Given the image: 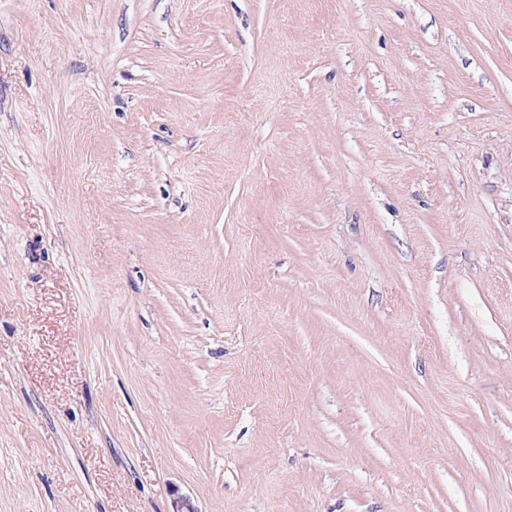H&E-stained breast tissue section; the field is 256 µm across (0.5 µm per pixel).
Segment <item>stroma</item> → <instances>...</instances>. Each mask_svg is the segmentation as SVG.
<instances>
[{
  "instance_id": "35a3bbf8",
  "label": "stroma",
  "mask_w": 512,
  "mask_h": 512,
  "mask_svg": "<svg viewBox=\"0 0 512 512\" xmlns=\"http://www.w3.org/2000/svg\"><path fill=\"white\" fill-rule=\"evenodd\" d=\"M512 512V0H0V512Z\"/></svg>"
}]
</instances>
